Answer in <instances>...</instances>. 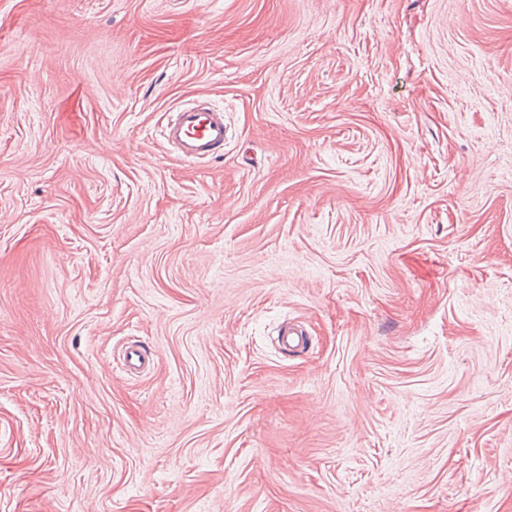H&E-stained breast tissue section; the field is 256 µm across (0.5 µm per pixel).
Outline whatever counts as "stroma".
Instances as JSON below:
<instances>
[{"instance_id":"1","label":"stroma","mask_w":512,"mask_h":512,"mask_svg":"<svg viewBox=\"0 0 512 512\" xmlns=\"http://www.w3.org/2000/svg\"><path fill=\"white\" fill-rule=\"evenodd\" d=\"M0 512H512V0H0ZM159 135L178 160L208 163L224 155V111L206 100L182 104L168 113Z\"/></svg>"}]
</instances>
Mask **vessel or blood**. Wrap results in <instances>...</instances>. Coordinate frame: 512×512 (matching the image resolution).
<instances>
[{"mask_svg": "<svg viewBox=\"0 0 512 512\" xmlns=\"http://www.w3.org/2000/svg\"><path fill=\"white\" fill-rule=\"evenodd\" d=\"M159 135L178 160L210 162L224 153V112L205 100L180 105L168 113Z\"/></svg>", "mask_w": 512, "mask_h": 512, "instance_id": "1", "label": "vessel or blood"}]
</instances>
